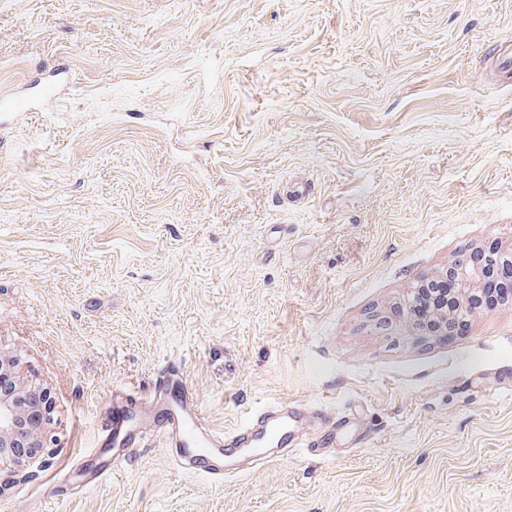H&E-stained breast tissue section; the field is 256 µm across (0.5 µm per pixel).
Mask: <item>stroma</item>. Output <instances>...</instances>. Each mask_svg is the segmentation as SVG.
<instances>
[{
    "mask_svg": "<svg viewBox=\"0 0 512 512\" xmlns=\"http://www.w3.org/2000/svg\"><path fill=\"white\" fill-rule=\"evenodd\" d=\"M502 41L512 0H0V349L52 397L0 512H512V306L403 320L512 247ZM172 365L216 430L300 401L373 438L225 482L154 436L98 480L114 391ZM504 267L512 269V249L505 250L498 242L491 241L480 247L477 254L468 252L460 258L448 262V266L441 270L423 276L419 280L421 283L415 288V292L433 279H448L453 288L441 281L429 284L427 288H421L412 298L414 306L411 309L415 315L424 314L432 308L435 302L447 294L446 288H451L453 305L448 310L435 312L429 318L432 321V326L427 322L407 320L408 326L424 336H446L450 339L456 334L455 327L458 316H465L461 312V307L466 314L477 310L473 304V298L477 292L491 290L497 301L511 305L512 276L509 279L498 277V271L503 270ZM483 286H491V288H481ZM455 308L457 309L454 310Z\"/></svg>",
    "mask_w": 512,
    "mask_h": 512,
    "instance_id": "1",
    "label": "stroma"
}]
</instances>
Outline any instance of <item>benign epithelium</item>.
<instances>
[{
    "instance_id": "1",
    "label": "benign epithelium",
    "mask_w": 512,
    "mask_h": 512,
    "mask_svg": "<svg viewBox=\"0 0 512 512\" xmlns=\"http://www.w3.org/2000/svg\"><path fill=\"white\" fill-rule=\"evenodd\" d=\"M512 269V249H503L498 242L491 241L478 249L452 260L448 266L420 279V286L433 279H446L452 283L453 305L446 310L435 312L431 323L407 321L413 330L424 336H455L458 316L477 310L473 298L481 287L489 286L493 296L502 304L512 303V277L498 276V272ZM15 359L0 350V385L8 379L11 388L0 393V464L20 463L23 458L16 456L12 449H30L34 457L43 447L44 414L51 406L47 391L28 384L15 376Z\"/></svg>"
}]
</instances>
